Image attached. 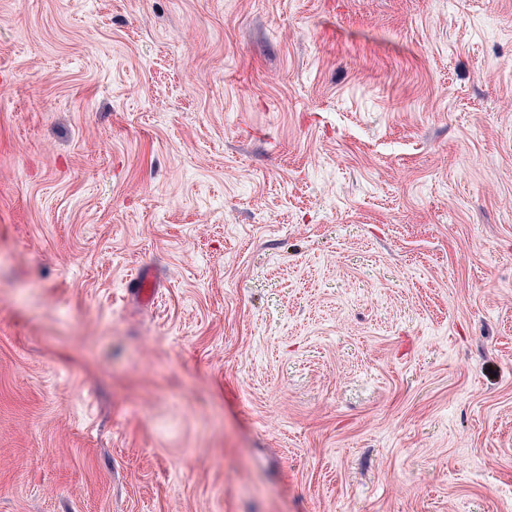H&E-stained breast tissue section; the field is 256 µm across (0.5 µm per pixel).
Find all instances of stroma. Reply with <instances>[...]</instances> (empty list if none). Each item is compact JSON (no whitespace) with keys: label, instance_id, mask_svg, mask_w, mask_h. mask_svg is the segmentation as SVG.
Instances as JSON below:
<instances>
[{"label":"stroma","instance_id":"1","mask_svg":"<svg viewBox=\"0 0 512 512\" xmlns=\"http://www.w3.org/2000/svg\"><path fill=\"white\" fill-rule=\"evenodd\" d=\"M0 512H512V0H0Z\"/></svg>","mask_w":512,"mask_h":512}]
</instances>
